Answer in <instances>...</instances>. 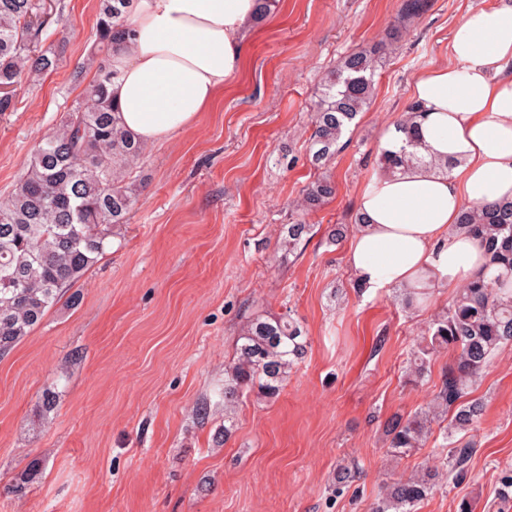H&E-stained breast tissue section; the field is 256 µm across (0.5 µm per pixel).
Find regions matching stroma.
Instances as JSON below:
<instances>
[{
  "mask_svg": "<svg viewBox=\"0 0 512 512\" xmlns=\"http://www.w3.org/2000/svg\"><path fill=\"white\" fill-rule=\"evenodd\" d=\"M55 71L26 82L0 115V200L33 149L94 76L99 0H47ZM492 0H428L396 31L403 0H276L245 40L237 78L189 129L147 144L130 223L42 324L0 356V512H370L386 484L444 457L442 423L423 448L392 456L384 422L425 405L451 350L423 384L406 381L410 352L452 296L436 288L404 307L396 290L358 291L346 263L362 184L380 173L379 140L412 102L425 69L452 63L448 42ZM382 45L372 101L328 167L336 193L308 215L315 234L295 254L284 224L315 172L307 152L318 85L352 49ZM349 229L339 244L334 225ZM295 314L304 359L279 396L244 392L225 407L224 366L257 316ZM57 406L42 407L47 388ZM481 399L478 452L467 479L417 512H496L512 468V347L472 386ZM209 399V417L196 407ZM237 422L223 438L224 413ZM359 474L335 493L336 471ZM25 482L20 493L9 485Z\"/></svg>",
  "mask_w": 512,
  "mask_h": 512,
  "instance_id": "stroma-1",
  "label": "stroma"
}]
</instances>
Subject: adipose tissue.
Wrapping results in <instances>:
<instances>
[{
  "label": "adipose tissue",
  "instance_id": "obj_1",
  "mask_svg": "<svg viewBox=\"0 0 512 512\" xmlns=\"http://www.w3.org/2000/svg\"><path fill=\"white\" fill-rule=\"evenodd\" d=\"M258 9V0H132L111 60L122 125L146 143L193 126L239 73ZM449 48L455 65L413 82L426 164L373 175L359 192L362 225L347 265L367 287L423 278L457 288L484 265L458 227L464 205L512 200V0L470 10ZM438 161L450 172L435 169Z\"/></svg>",
  "mask_w": 512,
  "mask_h": 512
}]
</instances>
